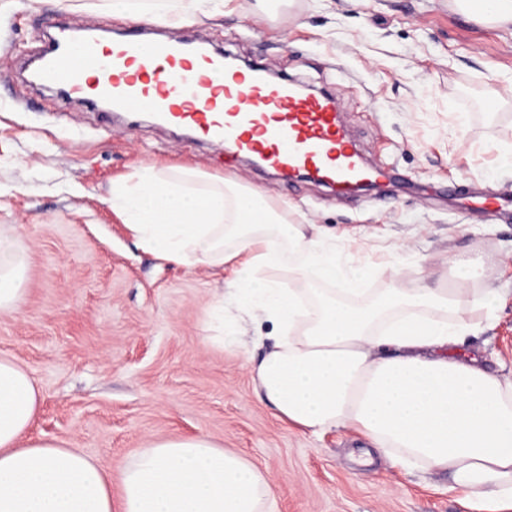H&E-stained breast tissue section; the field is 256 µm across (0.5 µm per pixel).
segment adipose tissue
<instances>
[{
	"instance_id": "1",
	"label": "adipose tissue",
	"mask_w": 512,
	"mask_h": 512,
	"mask_svg": "<svg viewBox=\"0 0 512 512\" xmlns=\"http://www.w3.org/2000/svg\"><path fill=\"white\" fill-rule=\"evenodd\" d=\"M110 202L164 260L234 261L228 293L284 330L253 368L256 396L279 418L315 433L354 428L403 465L447 473L481 512H512V380L453 352L468 296L496 300L492 268L459 262L453 282L395 281L358 305L367 270L340 263L261 190L150 164L113 183ZM283 267L288 285L264 275ZM24 281L23 258L0 236L1 315L22 303ZM40 397L30 372L0 356V512H273L266 476L203 435L135 452L113 496L94 458L30 437Z\"/></svg>"
}]
</instances>
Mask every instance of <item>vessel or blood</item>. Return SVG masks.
I'll use <instances>...</instances> for the list:
<instances>
[{"mask_svg":"<svg viewBox=\"0 0 512 512\" xmlns=\"http://www.w3.org/2000/svg\"><path fill=\"white\" fill-rule=\"evenodd\" d=\"M100 29L69 23L38 57L39 77L66 100L153 113L159 124L231 145L235 155L276 172L313 174L340 192L385 177L363 163L330 96L298 92L291 80L235 67L223 52L176 35L151 43L135 33L105 42Z\"/></svg>","mask_w":512,"mask_h":512,"instance_id":"1","label":"vessel or blood"}]
</instances>
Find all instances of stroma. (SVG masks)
<instances>
[{"mask_svg": "<svg viewBox=\"0 0 512 512\" xmlns=\"http://www.w3.org/2000/svg\"><path fill=\"white\" fill-rule=\"evenodd\" d=\"M0 231L25 259V299L0 315V355L33 374L30 434L121 468L152 441L205 435L258 467L275 512H478L444 472L406 468L348 427L288 425L254 393L252 364L279 334L261 321L247 347L222 344L247 317L223 302L226 272L140 248L113 212V182L159 162L263 190L311 224L348 264L389 287L453 280L458 260L493 265L492 310L472 306L455 352L512 379V28L448 0H228L183 35L297 84L329 91L365 161L394 173L351 196L286 185L220 145L139 120L103 129L97 111L25 82L21 68L55 25L113 32L105 0H0ZM495 100L493 112L482 109Z\"/></svg>", "mask_w": 512, "mask_h": 512, "instance_id": "35a3bbf8", "label": "stroma"}]
</instances>
